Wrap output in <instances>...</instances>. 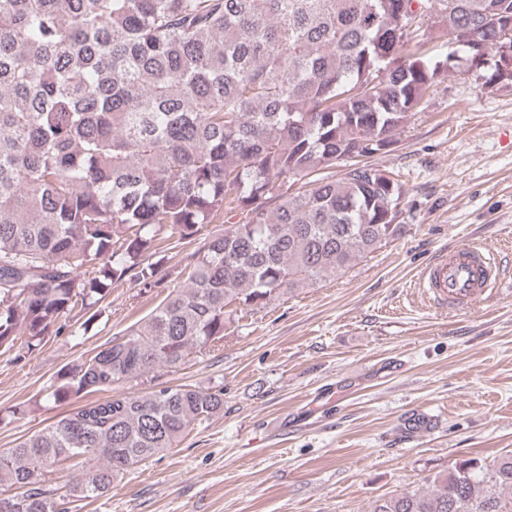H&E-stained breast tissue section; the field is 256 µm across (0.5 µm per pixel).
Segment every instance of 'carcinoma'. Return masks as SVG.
<instances>
[{
	"label": "carcinoma",
	"instance_id": "obj_1",
	"mask_svg": "<svg viewBox=\"0 0 512 512\" xmlns=\"http://www.w3.org/2000/svg\"><path fill=\"white\" fill-rule=\"evenodd\" d=\"M428 18L483 53L427 57ZM506 29L512 0H0V352L34 350L114 283L158 286L162 242L203 238L184 286L46 387L70 412L0 451L8 512L102 496L224 411L191 384L121 387L218 346L228 306L263 307L399 236L404 184L369 158L456 68L511 82L491 58ZM236 209L244 221L206 231ZM68 461L86 469L59 496ZM432 484L371 512H512L511 455Z\"/></svg>",
	"mask_w": 512,
	"mask_h": 512
}]
</instances>
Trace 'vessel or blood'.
I'll use <instances>...</instances> for the list:
<instances>
[{
    "mask_svg": "<svg viewBox=\"0 0 512 512\" xmlns=\"http://www.w3.org/2000/svg\"><path fill=\"white\" fill-rule=\"evenodd\" d=\"M496 279L493 253L463 244L428 264L420 275L419 285L436 305L465 310L480 302Z\"/></svg>",
    "mask_w": 512,
    "mask_h": 512,
    "instance_id": "vessel-or-blood-1",
    "label": "vessel or blood"
}]
</instances>
